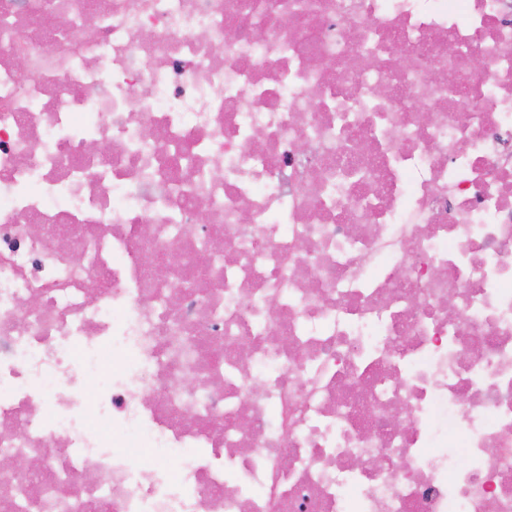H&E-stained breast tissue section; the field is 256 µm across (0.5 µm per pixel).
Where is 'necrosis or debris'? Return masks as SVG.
Masks as SVG:
<instances>
[{
    "label": "necrosis or debris",
    "mask_w": 512,
    "mask_h": 512,
    "mask_svg": "<svg viewBox=\"0 0 512 512\" xmlns=\"http://www.w3.org/2000/svg\"><path fill=\"white\" fill-rule=\"evenodd\" d=\"M4 452L8 512H512V0H0Z\"/></svg>",
    "instance_id": "obj_1"
}]
</instances>
